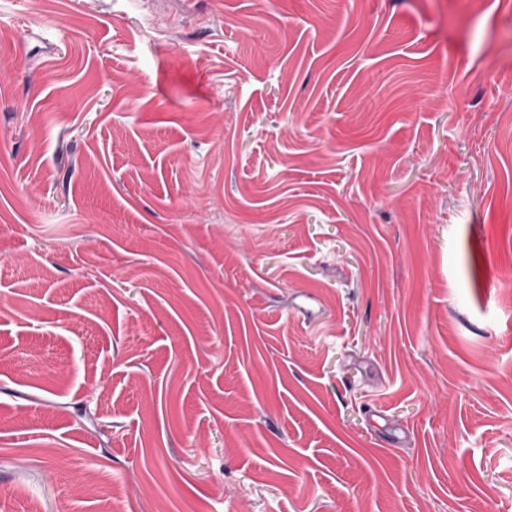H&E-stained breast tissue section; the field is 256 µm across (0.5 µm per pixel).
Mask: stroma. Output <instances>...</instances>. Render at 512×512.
<instances>
[{
    "mask_svg": "<svg viewBox=\"0 0 512 512\" xmlns=\"http://www.w3.org/2000/svg\"><path fill=\"white\" fill-rule=\"evenodd\" d=\"M0 512H512V0H0Z\"/></svg>",
    "mask_w": 512,
    "mask_h": 512,
    "instance_id": "obj_1",
    "label": "stroma"
}]
</instances>
